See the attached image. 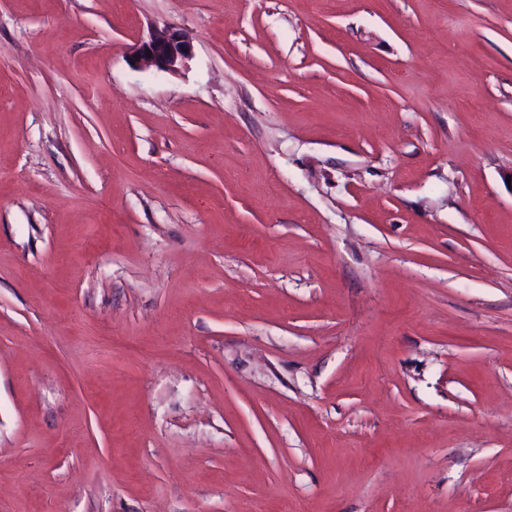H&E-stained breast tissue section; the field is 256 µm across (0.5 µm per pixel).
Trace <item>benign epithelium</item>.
<instances>
[{"mask_svg": "<svg viewBox=\"0 0 512 512\" xmlns=\"http://www.w3.org/2000/svg\"><path fill=\"white\" fill-rule=\"evenodd\" d=\"M192 58L190 36L173 25L154 28L149 37L137 43L133 50V59L141 68L155 67L176 72Z\"/></svg>", "mask_w": 512, "mask_h": 512, "instance_id": "7a95c632", "label": "benign epithelium"}]
</instances>
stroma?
Returning a JSON list of instances; mask_svg holds the SVG:
<instances>
[{"label": "stroma", "instance_id": "obj_1", "mask_svg": "<svg viewBox=\"0 0 512 512\" xmlns=\"http://www.w3.org/2000/svg\"><path fill=\"white\" fill-rule=\"evenodd\" d=\"M511 175L512 0H0V512H512ZM193 58L190 36L173 25L155 27L146 40L137 43L133 59L141 68L155 67L176 72Z\"/></svg>", "mask_w": 512, "mask_h": 512}]
</instances>
